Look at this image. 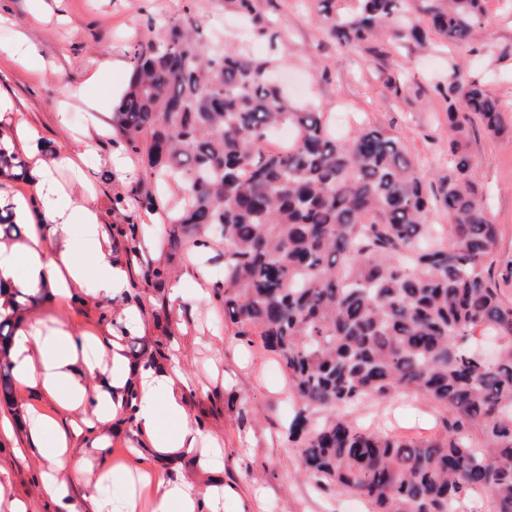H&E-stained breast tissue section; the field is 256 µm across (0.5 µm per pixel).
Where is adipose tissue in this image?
Masks as SVG:
<instances>
[{"label":"adipose tissue","instance_id":"obj_1","mask_svg":"<svg viewBox=\"0 0 512 512\" xmlns=\"http://www.w3.org/2000/svg\"><path fill=\"white\" fill-rule=\"evenodd\" d=\"M33 196L17 200L20 220L31 227L29 243L10 247L0 244V291L21 289H89L103 297H115L127 286V272L112 260L109 236L100 222L94 196L72 201L56 175L54 164H35L27 172ZM84 228L93 242L94 276H87L84 261L71 247L57 254L47 252L46 240L67 238L72 225ZM18 376L50 395H58L71 410L83 409L84 416L72 422L71 433L98 434L100 429L125 411L124 393L136 385L139 406L136 428L160 452L181 451L205 459L218 441L194 430L184 407L187 381L179 369L158 373L142 366L130 370L119 341L108 348L88 353L73 333L64 328L42 332L37 326L20 331L10 349ZM104 369L106 386L88 393L83 373ZM158 497L152 512H223L234 505L237 512H251L248 501L233 483L195 486L181 482L153 481Z\"/></svg>","mask_w":512,"mask_h":512}]
</instances>
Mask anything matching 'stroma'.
<instances>
[{
	"instance_id": "1",
	"label": "stroma",
	"mask_w": 512,
	"mask_h": 512,
	"mask_svg": "<svg viewBox=\"0 0 512 512\" xmlns=\"http://www.w3.org/2000/svg\"><path fill=\"white\" fill-rule=\"evenodd\" d=\"M271 10L288 58L280 69L284 91L296 106H317L328 114L345 110L370 124L392 130L419 162L429 181L445 176L451 156L443 137L445 115L434 84H448L455 67L468 78L486 82L512 117V7L488 0L480 35L463 48L438 46L422 54L383 41L378 52L347 51L319 30L316 0H258ZM205 32L223 33L226 43L252 55L270 56L267 39L244 37L220 0H43L33 15L31 0H0V45H13L24 32L36 43L40 62L0 54V95L8 97L18 119L36 127L37 140L19 137L15 145L26 162L52 161L65 151L85 157L82 180L69 169L57 172L71 199L92 189L101 223L112 228V259L129 272V286L118 296L101 298L88 291H44L22 312L23 324L43 328L64 325L75 334L108 342L120 335L131 364H150L157 372L178 365L189 388L185 407L193 426L216 436L221 462L202 465L196 456L160 453L144 444L135 426L116 421L101 430L102 447L84 438L71 440L70 463L92 470L105 499L118 504L134 491L132 477L116 480L112 469L135 463L156 479L194 485L233 482L262 500L261 512H365L356 498L321 494L299 473L298 454L285 440L288 373L261 343L246 344L213 297L212 271L223 269L224 250L207 252L183 245L169 247L165 210L142 209L137 201L150 181L145 163L127 151L112 130V106L129 77L131 46L147 39V18L179 16L184 5ZM120 59L103 80L93 74L103 53ZM407 80L399 94L383 84L393 67ZM473 177L482 187L488 210L499 224V254L512 259V131L499 137L474 128L469 143ZM123 206H114L116 196ZM138 252H130L131 243ZM161 276H153V269ZM180 296H173V286ZM50 429L70 431L77 418L29 382L17 380L11 404H0V418L13 423L0 434L1 477L27 512H58L43 497L41 477L51 466L30 437V416ZM434 406L416 395L372 402L352 421L382 431L407 425L432 426ZM138 456H131V449Z\"/></svg>"
}]
</instances>
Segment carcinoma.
Wrapping results in <instances>:
<instances>
[{"instance_id": "1", "label": "carcinoma", "mask_w": 512, "mask_h": 512, "mask_svg": "<svg viewBox=\"0 0 512 512\" xmlns=\"http://www.w3.org/2000/svg\"><path fill=\"white\" fill-rule=\"evenodd\" d=\"M318 0L323 36L366 48L386 36L428 49L466 45L484 0ZM260 36L279 38L258 0H224ZM130 51L112 108L125 148L149 178L173 182L170 245L224 244L213 297L237 335L258 336L288 372V441L319 492L364 499L368 512H512V298L494 273L500 232L471 174L470 134L509 125L485 86L459 76L435 85L445 103L453 166L434 185L398 135L359 123L338 138L319 109H298L266 79L284 60L201 41L191 14L152 21ZM280 125L288 145L267 147ZM27 168L0 121V177ZM440 209L448 225L433 224ZM20 236L0 198V243ZM30 290L0 303V399L12 401L9 361ZM415 394L438 412L429 436L390 434L346 414L370 400Z\"/></svg>"}]
</instances>
